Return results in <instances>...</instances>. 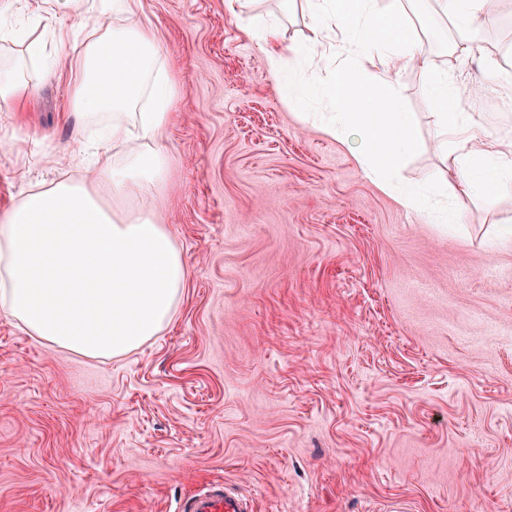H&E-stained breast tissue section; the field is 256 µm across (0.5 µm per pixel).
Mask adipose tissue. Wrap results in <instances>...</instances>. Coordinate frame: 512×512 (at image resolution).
<instances>
[{"label":"adipose tissue","mask_w":512,"mask_h":512,"mask_svg":"<svg viewBox=\"0 0 512 512\" xmlns=\"http://www.w3.org/2000/svg\"><path fill=\"white\" fill-rule=\"evenodd\" d=\"M124 22L95 16L71 66L75 139L101 123L94 162L81 178L31 186L0 214V312L34 339L92 358H117L174 321L187 286L182 250L157 210L171 166L161 138L172 119L175 88L154 30L136 0H113ZM451 20L455 44L475 47L487 0H436ZM115 12V13H116ZM308 46L287 62L275 25L264 23L267 68L289 104L318 101L320 129L340 142L356 138L353 155L365 177L400 205L416 208L418 184L400 170L417 147L394 88L403 61L426 78L430 97L462 96L463 84L434 73L412 47L400 13L381 14L375 0H308ZM40 40L22 43L10 67L0 66V102L30 100L38 84L26 75L41 59ZM354 62L368 75L355 83ZM437 149L462 193L498 196L512 186V139L486 142L463 112H438Z\"/></svg>","instance_id":"1"}]
</instances>
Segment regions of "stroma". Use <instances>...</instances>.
Listing matches in <instances>:
<instances>
[{
  "instance_id": "obj_1",
  "label": "stroma",
  "mask_w": 512,
  "mask_h": 512,
  "mask_svg": "<svg viewBox=\"0 0 512 512\" xmlns=\"http://www.w3.org/2000/svg\"><path fill=\"white\" fill-rule=\"evenodd\" d=\"M400 10L449 103L478 135L512 134V0L478 48L450 52L431 0ZM284 46L305 0H256ZM178 91L161 204L189 279L174 322L90 359L0 315V512H181L211 483L250 512H512V206L460 198L435 224L365 178L348 146L302 122L263 42L228 0H140ZM23 111L0 103V212L60 161L74 43ZM417 141L401 174L438 179L423 75L395 78Z\"/></svg>"
}]
</instances>
